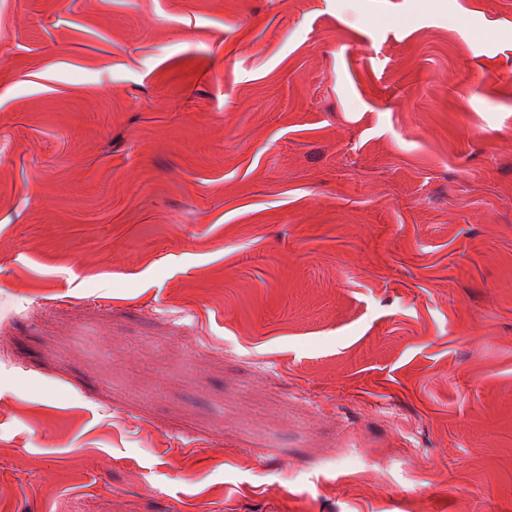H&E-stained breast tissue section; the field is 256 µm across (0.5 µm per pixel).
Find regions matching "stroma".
<instances>
[{"instance_id":"1","label":"stroma","mask_w":512,"mask_h":512,"mask_svg":"<svg viewBox=\"0 0 512 512\" xmlns=\"http://www.w3.org/2000/svg\"><path fill=\"white\" fill-rule=\"evenodd\" d=\"M0 512H512V0H0Z\"/></svg>"}]
</instances>
